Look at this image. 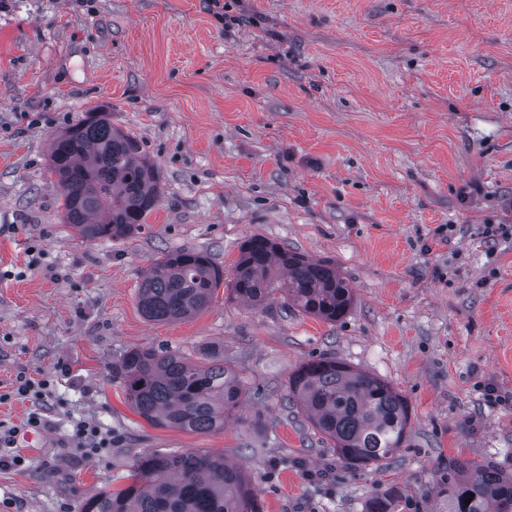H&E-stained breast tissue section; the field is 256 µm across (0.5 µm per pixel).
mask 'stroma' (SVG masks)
Wrapping results in <instances>:
<instances>
[{"mask_svg":"<svg viewBox=\"0 0 512 512\" xmlns=\"http://www.w3.org/2000/svg\"><path fill=\"white\" fill-rule=\"evenodd\" d=\"M0 0V512H79L126 486L147 450L224 453L265 512H443L450 460L512 473V0ZM138 137L164 194L139 233L88 241L65 224L52 139L88 112ZM262 235L335 262L354 290L329 323L219 290L186 321H148L164 251L231 269ZM241 369L254 425L156 428L112 381L136 347ZM333 356L407 399L408 440L359 470L286 399L303 361ZM47 379L18 396L21 379ZM503 398L489 400L488 387ZM44 419L35 428L33 415ZM111 433L92 458L80 421Z\"/></svg>","mask_w":512,"mask_h":512,"instance_id":"1","label":"stroma"}]
</instances>
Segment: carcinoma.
<instances>
[{
	"instance_id": "cac0c4a2",
	"label": "carcinoma",
	"mask_w": 512,
	"mask_h": 512,
	"mask_svg": "<svg viewBox=\"0 0 512 512\" xmlns=\"http://www.w3.org/2000/svg\"><path fill=\"white\" fill-rule=\"evenodd\" d=\"M50 169L61 189L65 223L83 239L122 240L141 230L161 202L160 171L141 141L112 125L111 113L89 112L57 135ZM249 306L283 298L297 310L337 322L354 294L336 264L288 250L255 235L243 244L232 278L204 250L174 249L151 265L138 304L154 322L189 319L206 310L220 286ZM112 380L127 402L154 427L192 433L224 429L242 414L246 389L238 371L212 349L202 362L175 351L138 347L112 364ZM288 400L314 430L333 442L354 468L380 466L406 443L410 409L388 381L332 356L310 358L288 377ZM131 483L85 501L80 512H262L246 471L209 450H147L135 461ZM437 493L448 512H512V474L496 464L448 463ZM395 492L372 497L368 512H395Z\"/></svg>"
}]
</instances>
